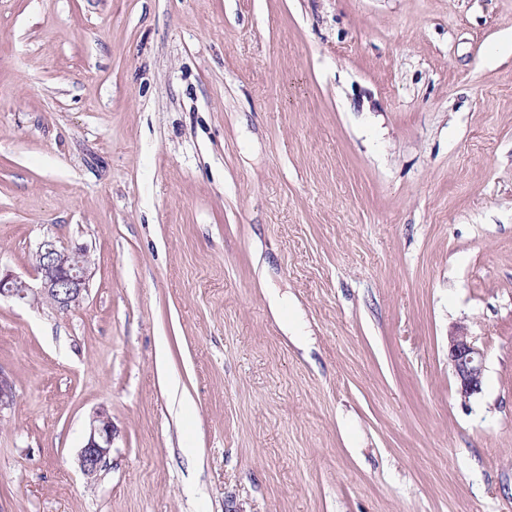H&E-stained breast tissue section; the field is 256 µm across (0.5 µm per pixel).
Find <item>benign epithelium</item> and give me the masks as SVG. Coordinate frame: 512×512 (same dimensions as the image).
<instances>
[{
  "mask_svg": "<svg viewBox=\"0 0 512 512\" xmlns=\"http://www.w3.org/2000/svg\"><path fill=\"white\" fill-rule=\"evenodd\" d=\"M35 256L33 283L0 267V299L26 302L31 298L47 297L61 310L78 305L89 288L92 275L89 249L84 245H62L52 238H45L39 242ZM448 361L461 398L467 400L482 391L485 352L464 324L455 326L448 333ZM14 400L13 382L0 371V411L11 407ZM113 441L112 416L102 407L94 412L85 444L78 454L80 469L86 477H97L107 465Z\"/></svg>",
  "mask_w": 512,
  "mask_h": 512,
  "instance_id": "benign-epithelium-1",
  "label": "benign epithelium"
}]
</instances>
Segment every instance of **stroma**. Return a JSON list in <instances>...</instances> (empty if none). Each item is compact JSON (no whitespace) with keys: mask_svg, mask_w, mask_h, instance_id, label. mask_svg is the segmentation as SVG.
Here are the masks:
<instances>
[{"mask_svg":"<svg viewBox=\"0 0 512 512\" xmlns=\"http://www.w3.org/2000/svg\"><path fill=\"white\" fill-rule=\"evenodd\" d=\"M47 237L0 512H512V0H0V266ZM35 256L36 284L0 266V299L26 302L30 298L48 297L60 310L78 305L92 275L87 246L62 245L45 238L39 242ZM448 361L461 398L467 400L482 391L485 352L464 324L455 326L448 333ZM114 435L112 416L107 409H98L90 420L85 444L78 454L80 469L86 477H97L100 470L107 465Z\"/></svg>","mask_w":512,"mask_h":512,"instance_id":"obj_1","label":"stroma"}]
</instances>
